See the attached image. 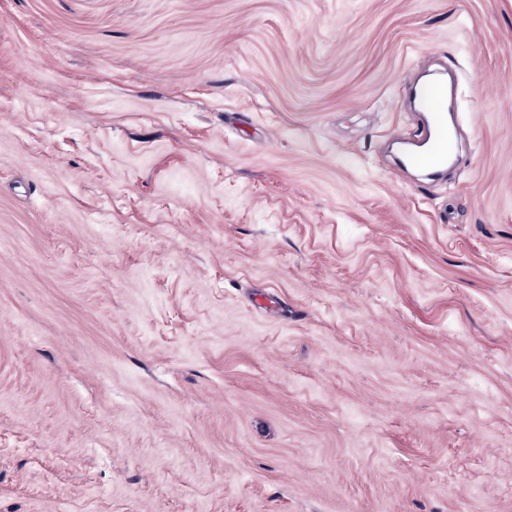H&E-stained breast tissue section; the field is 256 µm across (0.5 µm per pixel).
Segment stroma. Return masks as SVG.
Here are the masks:
<instances>
[{
	"label": "stroma",
	"instance_id": "1",
	"mask_svg": "<svg viewBox=\"0 0 512 512\" xmlns=\"http://www.w3.org/2000/svg\"><path fill=\"white\" fill-rule=\"evenodd\" d=\"M0 512H512V0H0ZM426 122L418 126L416 136L423 137L425 145L435 139L434 150L425 157H417L412 165L430 171H436L448 165V155L451 153L448 144V131L445 128L446 116L437 107L429 113Z\"/></svg>",
	"mask_w": 512,
	"mask_h": 512
}]
</instances>
